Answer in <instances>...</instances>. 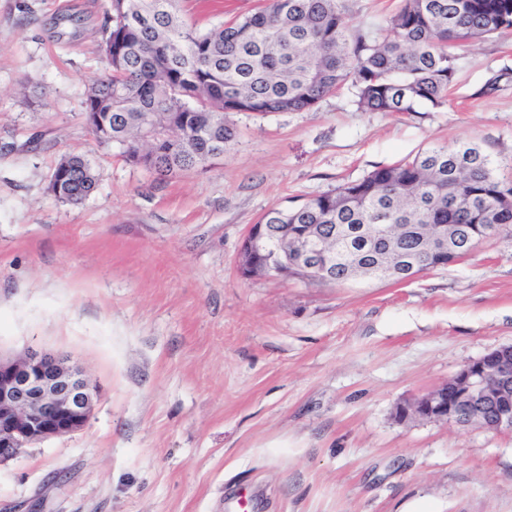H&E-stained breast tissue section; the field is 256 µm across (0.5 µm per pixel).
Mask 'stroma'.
I'll use <instances>...</instances> for the list:
<instances>
[{"mask_svg":"<svg viewBox=\"0 0 512 512\" xmlns=\"http://www.w3.org/2000/svg\"><path fill=\"white\" fill-rule=\"evenodd\" d=\"M266 0H179L205 32ZM110 0H0V353L69 358L87 424L0 465V512H512V433L398 419L512 344V240L405 282L239 273L247 229L432 146L512 181V31L453 50L446 105L239 113L224 154L164 180L87 128ZM86 30L54 33L64 12ZM88 159L95 193L49 189ZM64 173L65 179L59 184L58 175ZM53 177L56 181L53 182ZM97 187V176L90 162L79 155H68L63 157L56 165L50 179V190L53 195L65 203H79L83 197L75 194L79 188L82 190H93Z\"/></svg>","mask_w":512,"mask_h":512,"instance_id":"1","label":"stroma"}]
</instances>
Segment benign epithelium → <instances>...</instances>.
Here are the masks:
<instances>
[{
    "label": "benign epithelium",
    "mask_w": 512,
    "mask_h": 512,
    "mask_svg": "<svg viewBox=\"0 0 512 512\" xmlns=\"http://www.w3.org/2000/svg\"><path fill=\"white\" fill-rule=\"evenodd\" d=\"M419 250L408 254L393 246L395 225L376 224L369 237L374 261L363 269L379 279L407 281L426 270V258L448 254L454 261L469 256L465 242L441 224H420L416 230ZM271 237L269 225L253 224L240 248V268L254 262ZM301 259L307 269L328 275L333 259L326 254V240L305 235ZM478 366L458 371L464 390L458 399V416L469 422L490 397L512 387V344L502 345L476 359ZM97 388L82 369L68 360L29 349L11 357L0 355V464L16 459L20 450L53 437L81 430L95 405ZM413 409L437 418H448V385L444 384L411 403ZM492 430L512 431V404L501 405Z\"/></svg>",
    "instance_id": "obj_1"
}]
</instances>
